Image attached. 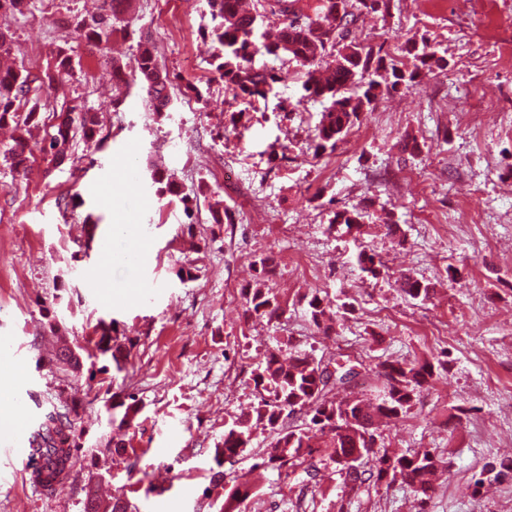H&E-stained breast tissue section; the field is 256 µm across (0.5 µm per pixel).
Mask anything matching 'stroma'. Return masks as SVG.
I'll return each mask as SVG.
<instances>
[{
    "label": "stroma",
    "instance_id": "stroma-1",
    "mask_svg": "<svg viewBox=\"0 0 512 512\" xmlns=\"http://www.w3.org/2000/svg\"><path fill=\"white\" fill-rule=\"evenodd\" d=\"M111 0H33L25 14H0L14 37L11 63L37 73L57 47H73L69 80L36 98L34 141L53 134L54 115L71 106L97 112L99 149L71 144L53 166L34 154L25 176L0 165V340L21 372L0 381L32 416L74 400L81 446L56 490L33 488L25 464L0 453V512H83L88 492L123 496L129 512H220L235 482L250 481V512H415L403 483L347 489L328 452L298 468H264L272 440L256 433L234 463L213 456L224 427L255 401L250 379L266 350L292 344L315 360L360 365L359 388L379 382L375 365L443 361L434 386L407 416L382 427L388 450L431 449L445 467L428 512H512V471L475 487L490 462L512 460V0H394L388 18L364 16L358 41L403 59L408 43L439 45L446 69L422 70L415 85L383 97L336 151L309 147L321 103L276 112L298 100L296 80L277 98L247 105L210 66L215 50L207 0H130L127 29L112 51L75 39L72 19L106 12ZM150 35L161 63L202 94L156 117L139 85L120 105L110 57L133 65ZM247 109L244 128L232 115ZM416 139V154L403 153ZM175 173L195 198L159 199L151 166ZM220 196L232 223L210 221ZM361 210L355 235L329 230L335 212ZM134 224L137 259L122 261ZM192 234H185V225ZM384 264L363 273L359 251ZM274 258L267 285L288 304L281 325L244 313L241 289L255 262ZM196 265L181 282L179 267ZM430 283V299L405 296L402 273ZM330 303L331 336L314 335L304 296ZM112 321L127 353L122 372L72 374L51 363L59 340L87 345L97 319ZM135 397L125 451L106 452L105 411ZM223 482H214L216 470Z\"/></svg>",
    "mask_w": 512,
    "mask_h": 512
}]
</instances>
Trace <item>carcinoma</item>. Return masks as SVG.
Masks as SVG:
<instances>
[{
	"label": "carcinoma",
	"instance_id": "carcinoma-1",
	"mask_svg": "<svg viewBox=\"0 0 512 512\" xmlns=\"http://www.w3.org/2000/svg\"><path fill=\"white\" fill-rule=\"evenodd\" d=\"M112 14L97 13L88 17H75L73 31L78 39L106 46L110 42L115 24L120 20L121 6L125 0H113ZM393 0H317L314 15L303 12L300 0H263L262 11L244 8L241 0H209L213 22L211 37L218 44L211 66L224 80L225 85L237 96L250 100L266 99L267 93L294 74L301 80L303 94L296 101H318L323 110L315 126L314 150H335L351 127L360 122L361 115L371 112L382 97L399 90H408L425 66H441L445 59L437 55L436 47L429 40L415 42L408 49L412 66L398 65L395 60L385 62V57L371 46L351 38L352 28L364 15H378L385 19L391 14ZM278 20L275 39L263 40L259 34L261 21L268 17ZM72 48L60 47L53 66L44 75L25 69L0 68V125L13 124V144L0 154L16 174L28 167L33 147L29 144L30 127L39 122L40 113L34 109L22 110L31 92L49 87L56 80L73 72ZM272 57L281 62L277 70L257 63V57ZM112 80L116 88L140 81L145 90L149 107L160 116L170 110L173 85L147 40L140 43L136 67L126 72L118 61H111ZM57 124L48 144L40 151L59 167L71 156L61 146L76 136L87 144L98 143V114L72 106L56 115ZM152 183L158 185L157 194H169L187 203L189 197L181 195L175 176L151 172ZM211 223H232L222 201L209 206ZM358 262L362 272L376 278L381 273L382 262L371 254L361 253ZM401 292L413 299H427L430 284L403 274L398 279ZM246 312L265 318L270 323L279 322L287 308L279 297L264 284L242 289ZM311 324L317 333L329 336L333 326L327 320V303L315 290L304 296ZM98 338L94 341L95 356L107 364L98 368L106 374L109 364L117 371L124 368L126 355L112 349V324L103 320L94 326ZM81 350L65 346L55 354V361L72 372L83 368ZM376 376L383 381V389L374 397L356 396L350 400L336 399V388L348 382L351 371L336 373L328 366L301 351L286 354L268 352L251 372L257 402L251 412L241 415L224 430V441L215 448L214 460L218 465L231 461L251 445L259 428L274 433L266 448L262 465L279 469L291 468L312 454L313 439L320 435L330 458L339 462L342 457L356 456L372 461L367 470L347 473L344 485L356 486L372 480L391 484L401 480L414 495L416 512H425V504L433 491L434 476L443 461L432 451L424 449L413 453H395L388 449L375 450L364 434L380 437L383 424L407 415L422 393L433 386L435 366L423 363L384 361L375 366ZM297 409L309 417L306 427H286L283 412ZM32 454L45 459V467L38 476L48 485L66 475L71 459L80 447L75 425V406H54L48 409L28 438ZM512 470V462L487 464L477 484L492 483ZM252 486L239 483L227 493L224 512H240L243 497ZM128 505L120 497L104 504L95 494L87 496L83 512H127Z\"/></svg>",
	"mask_w": 512,
	"mask_h": 512
}]
</instances>
